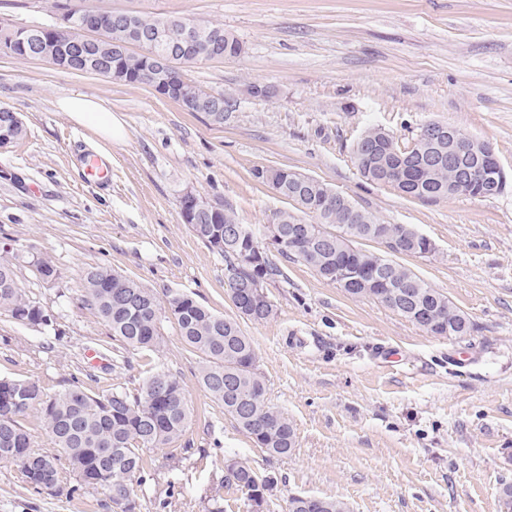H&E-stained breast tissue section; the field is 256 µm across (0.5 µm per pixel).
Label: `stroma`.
I'll use <instances>...</instances> for the list:
<instances>
[{"instance_id": "obj_1", "label": "stroma", "mask_w": 512, "mask_h": 512, "mask_svg": "<svg viewBox=\"0 0 512 512\" xmlns=\"http://www.w3.org/2000/svg\"><path fill=\"white\" fill-rule=\"evenodd\" d=\"M172 14L223 25L234 58L204 61L189 78L221 94L213 123L144 85L0 54V106L25 137L0 150V260L50 315L31 326L0 314V376L54 393L80 382L95 393H138L155 369L179 381L190 410L182 437L144 452L138 512H250L224 486L236 459L275 487L266 512L296 495L333 498L349 512H504L512 484V0H0V20L56 25L62 2ZM271 88L259 99L251 86ZM101 100L126 137L108 143L56 105L64 93ZM430 122L491 144L507 174L496 196L422 201L362 180L351 156L369 125L404 142ZM112 178L87 183L89 159ZM286 167L349 195L384 224L429 238L423 257L398 256L474 325L434 336L377 300L353 299L301 262L272 254L264 291L273 319L242 320L222 254L183 223L186 192L223 205L255 231L288 210L254 176ZM57 269L53 280L39 261ZM101 265L150 288L159 302L192 296L240 321L267 399L292 422L297 448L273 457L225 415L200 383V353L163 323L159 350L116 346L83 302V275ZM0 512H113L107 490L65 473L56 490L22 482L0 462Z\"/></svg>"}]
</instances>
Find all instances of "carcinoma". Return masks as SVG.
<instances>
[{
	"label": "carcinoma",
	"instance_id": "carcinoma-1",
	"mask_svg": "<svg viewBox=\"0 0 512 512\" xmlns=\"http://www.w3.org/2000/svg\"><path fill=\"white\" fill-rule=\"evenodd\" d=\"M187 18L171 15H133L127 29L112 30V60L129 75L134 84L147 71L144 55L132 52L127 44L139 35L155 37L154 49L173 39ZM205 32L199 41L190 44L174 59L182 77L189 68L214 53L218 59L240 55L242 44L221 26L199 24ZM367 150L352 152L353 164L367 181L387 184L393 171H407V192L424 201L448 197V182L461 177L448 165L423 167L421 160L433 147L414 138L400 147L395 137L379 125L364 132ZM279 196L294 208L315 218L302 224L293 213L282 211L276 225L284 237L293 228L303 226L299 245L288 242L276 248L287 259L302 262L317 275L329 280L351 297L367 295L411 321L421 311H430L442 326L451 327L459 336L470 334L473 324L448 297L429 287L410 269L383 255L358 247V240H374L382 233L405 236L402 254L432 252L433 245L425 236L408 230L402 224H381L372 215L356 216L349 223L356 204L344 196L346 206L322 208L316 201L329 188L321 181L287 168H280L276 180ZM189 230L206 246L224 255L232 301L239 316L253 322H266L276 315L268 296L259 294L260 305L248 312L239 302L240 292L264 284L279 273L267 251L254 257L246 270H239L244 261L242 251L249 249L255 233L239 224L234 214L223 206L216 212L198 216ZM382 266L385 275L378 284L367 288L357 277L367 267ZM339 273L341 278L327 272ZM84 303L94 309L109 325L112 337L125 349H157L161 346L162 307L153 291L135 279L108 267H92L84 276ZM0 312L27 325H49L51 318L38 302L20 288L10 265L0 261ZM167 312L179 328L185 344L204 356L200 380L205 390L222 406L237 425L250 435L259 447L272 456H286L297 447L293 424L280 411L267 403L266 388L256 366L252 341L241 331L239 323L208 308L186 294H173L167 300ZM39 414L46 434L53 444L50 452L33 450L31 435L22 418L29 412ZM189 409L178 380L164 370L149 375L136 395L124 389L88 392L73 385L53 394L47 393L34 380L0 378V460L19 464L21 478L27 484L41 487L45 469H51L54 481L68 470L80 483L93 489L109 491L124 489L130 495L123 512H136L134 484L143 482V450L162 448L184 432ZM112 450L110 460L101 458L102 449ZM235 488L243 495L260 490L262 501L268 502L274 480L261 476L243 464ZM342 502L321 498V506L307 508L301 496L288 502V512H341Z\"/></svg>",
	"mask_w": 512,
	"mask_h": 512
}]
</instances>
